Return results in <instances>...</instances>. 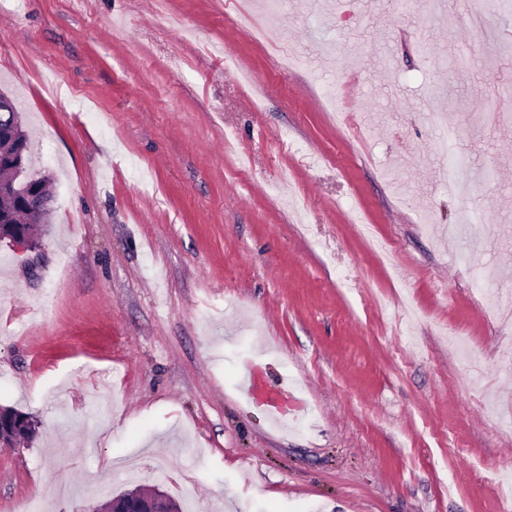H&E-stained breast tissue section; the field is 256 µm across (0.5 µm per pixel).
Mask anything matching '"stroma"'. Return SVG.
I'll list each match as a JSON object with an SVG mask.
<instances>
[{"instance_id":"obj_1","label":"stroma","mask_w":512,"mask_h":512,"mask_svg":"<svg viewBox=\"0 0 512 512\" xmlns=\"http://www.w3.org/2000/svg\"><path fill=\"white\" fill-rule=\"evenodd\" d=\"M325 2L0 0L54 178L37 255L0 243V406L38 422L0 512H498L512 7ZM248 361L307 411L272 424ZM109 506L107 512H178L176 502L156 489L126 493L111 499Z\"/></svg>"}]
</instances>
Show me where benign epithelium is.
I'll return each instance as SVG.
<instances>
[{
	"label": "benign epithelium",
	"instance_id": "1",
	"mask_svg": "<svg viewBox=\"0 0 512 512\" xmlns=\"http://www.w3.org/2000/svg\"><path fill=\"white\" fill-rule=\"evenodd\" d=\"M29 149L30 144L20 137L16 120L0 124V165L13 172L11 180L0 181V240H8L21 251L37 248L38 242L17 226L16 212L42 215L52 212V198L44 195L29 176L26 164ZM109 506V512H178L176 502L156 489L126 493L111 499Z\"/></svg>",
	"mask_w": 512,
	"mask_h": 512
}]
</instances>
